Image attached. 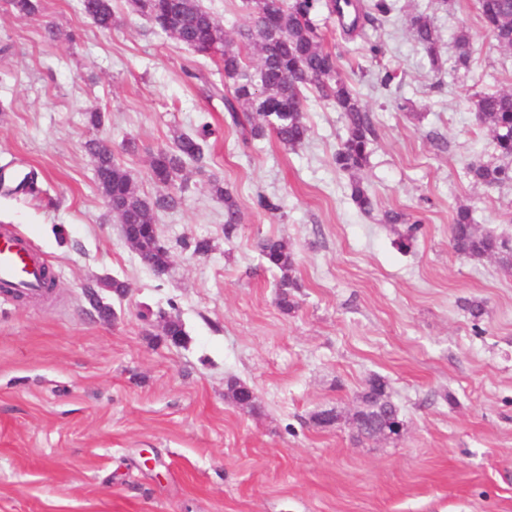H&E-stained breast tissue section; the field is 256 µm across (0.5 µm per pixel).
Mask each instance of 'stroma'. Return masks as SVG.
Here are the masks:
<instances>
[{
  "label": "stroma",
  "instance_id": "obj_1",
  "mask_svg": "<svg viewBox=\"0 0 512 512\" xmlns=\"http://www.w3.org/2000/svg\"><path fill=\"white\" fill-rule=\"evenodd\" d=\"M39 3L26 17L0 0V167L35 171L39 190L0 194V227L56 280L44 297L0 291V512H512V270L449 244L461 206L512 241V184L466 175L493 156L470 95L512 90V49L486 34L477 0H393L385 26L354 39L320 14L377 132L362 173L369 214L336 168L344 127L332 105L308 99L297 149L271 136L242 143L221 95L206 92L224 84L220 57L194 53L126 0H112L109 30L77 0ZM203 5L231 39L253 19L247 0ZM417 14L432 21L443 73L409 31ZM463 32L471 56L457 69ZM388 71L397 77L385 87ZM205 121L217 131L207 176L187 167L180 205L155 214L171 260L158 277L125 241L85 143L110 150L152 197V156ZM214 178L240 209L229 235ZM261 194L279 211L260 209ZM387 210L421 220L409 252L394 245L402 225L382 223ZM200 238L208 254L193 252ZM266 238L295 254L292 311L260 258ZM112 278L124 296L101 289ZM91 287L114 319L90 306ZM164 316L181 320L184 343L162 336ZM375 375L403 430L360 443L351 416ZM232 379L254 391L257 411L227 398ZM328 409L338 423L316 425Z\"/></svg>",
  "mask_w": 512,
  "mask_h": 512
}]
</instances>
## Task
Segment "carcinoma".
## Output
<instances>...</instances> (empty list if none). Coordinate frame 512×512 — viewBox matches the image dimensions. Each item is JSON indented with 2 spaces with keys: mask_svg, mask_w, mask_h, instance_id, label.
Wrapping results in <instances>:
<instances>
[{
  "mask_svg": "<svg viewBox=\"0 0 512 512\" xmlns=\"http://www.w3.org/2000/svg\"><path fill=\"white\" fill-rule=\"evenodd\" d=\"M255 15L254 25L239 31V44L226 40L224 29L202 5L201 0H128L129 7L149 17L159 30L201 55L219 54L224 60V111L232 124L241 130L244 142L273 135L283 145L295 149L308 137L304 119L305 91L317 99L333 104L344 119V136L335 153L336 169L349 178L351 200L369 213L374 204L364 185L361 172L368 166L376 129L372 117L359 95L341 76L336 53L325 45V38L315 18L323 9L336 14V0H249ZM479 14L486 32L501 46L512 48V0H478ZM81 12L93 23L109 30L115 22L112 0H80ZM393 10L391 0H367L351 21L380 26ZM413 37L423 49L434 72L444 70L438 39L428 16L419 14L410 20ZM252 46L259 53V63L250 68L244 62L242 48ZM472 109L481 124L493 133V151L499 164L473 162L467 174L487 187L512 183V92L476 93ZM214 135L204 123L193 135L181 134L170 150H161L151 160L153 180L165 191L148 197L134 186L129 174L115 162L112 153L99 142L86 143L95 163L97 182L109 208L120 222L130 225L135 235L132 246L147 261L157 276L170 267L169 252L161 243L154 221L157 210L176 208L181 197L167 191L187 163L204 171L207 139ZM212 191L224 203V234L230 235L239 223L237 201L219 181ZM385 224H405L407 230L395 245L409 250L420 230V221H409L405 215L386 211ZM451 244L454 251L469 259L496 257L503 265L512 266V246L487 232L475 228L468 208L457 210L452 224ZM260 256L266 266L278 273L275 283L277 303L289 312L295 308L294 294L301 288L296 277L295 254L280 239L268 238L260 245ZM227 396L243 409L255 411L257 398L245 384L233 381ZM359 442L380 437L386 430L400 434L402 422L391 401L387 382L378 376L368 380L360 403L352 415Z\"/></svg>",
  "mask_w": 512,
  "mask_h": 512,
  "instance_id": "obj_1",
  "label": "carcinoma"
}]
</instances>
